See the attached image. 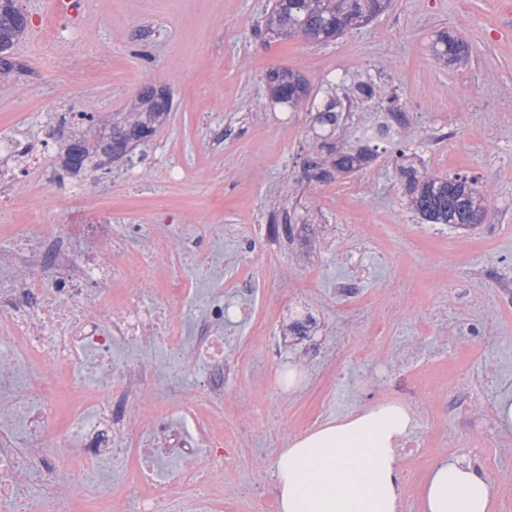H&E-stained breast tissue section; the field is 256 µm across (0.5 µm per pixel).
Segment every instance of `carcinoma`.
I'll return each instance as SVG.
<instances>
[{"label": "carcinoma", "mask_w": 512, "mask_h": 512, "mask_svg": "<svg viewBox=\"0 0 512 512\" xmlns=\"http://www.w3.org/2000/svg\"><path fill=\"white\" fill-rule=\"evenodd\" d=\"M391 0H273L271 11L264 21V35L273 40H287L294 34L313 33L315 41L323 42L338 37L349 29L369 23L385 11ZM27 17L14 0H0V77L13 70V65L1 57L25 32ZM433 52L437 59L451 66L462 67L469 63L470 48L467 42L451 31L436 34ZM270 103L292 112L306 101L309 89L303 75L289 68L273 69L267 74ZM374 89L367 83L355 82L348 87L346 100L371 98ZM170 111V100L152 88L145 89L131 107L119 114L112 123V130L122 136L104 137L91 122H69L61 117L60 123L69 126L61 168L67 174L95 172L106 162L128 155L134 144L149 142L159 130ZM343 119L342 103L328 95L314 123L321 131L332 136ZM363 155L330 146L327 155L308 156L305 167L312 172L311 180L325 182L334 174H348L361 165ZM407 192L412 209L430 224H446L452 228L474 227L470 216L487 217L495 209L494 191L482 190L476 183L461 176H432L418 171L414 166L404 168Z\"/></svg>", "instance_id": "obj_1"}]
</instances>
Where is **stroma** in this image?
<instances>
[{
  "label": "stroma",
  "instance_id": "stroma-1",
  "mask_svg": "<svg viewBox=\"0 0 512 512\" xmlns=\"http://www.w3.org/2000/svg\"><path fill=\"white\" fill-rule=\"evenodd\" d=\"M85 8L49 25L53 0H16L28 26L8 53L14 68L0 81V134L50 135L58 154L68 130L62 116L94 107L102 130L126 111L141 88L166 89L169 120L130 165L81 173L65 182L33 175L0 180V192L21 194L42 207L51 223L75 211L111 203L130 224H208L224 233V258L261 268L267 293L257 313L289 324L308 313L306 338L287 346L304 381L276 402L280 364L249 338L247 323L231 328L225 354L235 372L224 393L228 442L276 431L281 444L309 430L313 419L333 420L379 401H412L431 408L466 398V413L440 419L421 464L402 463V500L408 512H425L422 486L445 456L444 436L465 443L483 435L487 404L476 376L486 353L500 375L496 396L512 395V34L499 29L503 0H393L361 29L329 43L301 37L267 41L260 32L270 0H85ZM449 28L470 45L462 68L435 58L438 30ZM346 65L343 82L329 84L326 70ZM301 71L310 95L344 97L347 84L371 83L373 99L355 102L336 134L337 148L363 149L354 173L309 187L307 156L317 151L308 108H265L266 74ZM81 82H73L75 73ZM410 108L393 123L390 102ZM454 129L453 152L439 147ZM188 168L178 185L166 171ZM433 175H460L493 189L496 210L468 230L434 237L410 207L400 164ZM363 181V198L337 202L349 184ZM294 191L283 195V184ZM362 290L364 318L350 329L364 359L327 363L315 349L335 342L337 291ZM463 318L462 338L436 344L441 310ZM406 336L423 354L425 382L403 371L402 349L376 348L374 329ZM504 437L496 462L483 470L498 492L492 512H512V423L497 422ZM277 448L222 475L224 512H249L248 502L275 497L268 476Z\"/></svg>",
  "mask_w": 512,
  "mask_h": 512
}]
</instances>
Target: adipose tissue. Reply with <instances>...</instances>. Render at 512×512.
<instances>
[{
  "instance_id": "ef3b65f1",
  "label": "adipose tissue",
  "mask_w": 512,
  "mask_h": 512,
  "mask_svg": "<svg viewBox=\"0 0 512 512\" xmlns=\"http://www.w3.org/2000/svg\"><path fill=\"white\" fill-rule=\"evenodd\" d=\"M416 425L410 406L382 401L291 439L271 473L278 512H395L399 449ZM422 495L426 512H490L495 487L449 456L431 466Z\"/></svg>"
}]
</instances>
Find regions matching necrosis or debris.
Returning <instances> with one entry per match:
<instances>
[{
	"label": "necrosis or debris",
	"mask_w": 512,
	"mask_h": 512,
	"mask_svg": "<svg viewBox=\"0 0 512 512\" xmlns=\"http://www.w3.org/2000/svg\"><path fill=\"white\" fill-rule=\"evenodd\" d=\"M48 149L0 135L14 176L36 173ZM1 210L0 512H224L214 474L273 440L224 447V324L245 310L176 273L200 266L237 287L222 248L201 246L208 225H147L151 247L137 253L129 225L102 209L74 224L10 196ZM182 238L190 248L171 258ZM148 266L173 276L132 287Z\"/></svg>",
	"instance_id": "necrosis-or-debris-1"
}]
</instances>
